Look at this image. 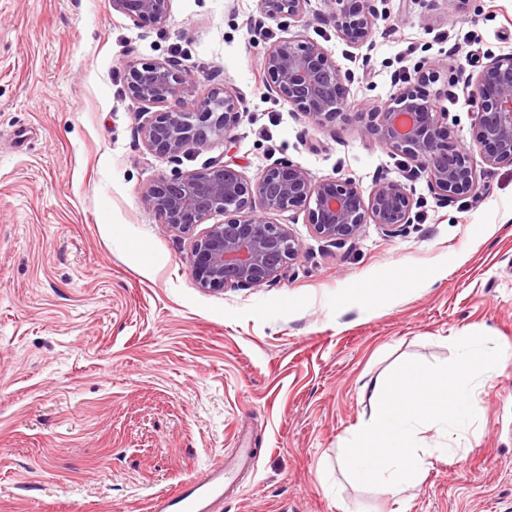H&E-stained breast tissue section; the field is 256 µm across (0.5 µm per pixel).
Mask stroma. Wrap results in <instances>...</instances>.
Wrapping results in <instances>:
<instances>
[{
    "instance_id": "35a3bbf8",
    "label": "stroma",
    "mask_w": 512,
    "mask_h": 512,
    "mask_svg": "<svg viewBox=\"0 0 512 512\" xmlns=\"http://www.w3.org/2000/svg\"><path fill=\"white\" fill-rule=\"evenodd\" d=\"M259 2L170 0L154 25L112 0H0V512H149L238 448L255 467L215 512H512V364L475 388L460 451L433 456L403 498L337 466L374 408L365 382L447 362L452 336L512 346V165L485 173L481 199L443 203L356 118L437 63L436 106L471 146L457 76L512 54V0H376L360 46L338 37L332 0H309L303 34L352 76L350 119L325 127L269 97L261 55L289 31L257 26ZM164 59L191 73L186 100L241 94L232 146L148 150L153 108L125 77ZM224 159L249 179L288 159L315 181L407 180L421 207L401 233L368 223L340 245L304 211L276 215L301 244L289 271L208 290L190 236L165 230L143 192Z\"/></svg>"
}]
</instances>
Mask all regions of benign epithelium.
Masks as SVG:
<instances>
[{
	"instance_id": "7a95c632",
	"label": "benign epithelium",
	"mask_w": 512,
	"mask_h": 512,
	"mask_svg": "<svg viewBox=\"0 0 512 512\" xmlns=\"http://www.w3.org/2000/svg\"><path fill=\"white\" fill-rule=\"evenodd\" d=\"M169 2L112 0V6L134 21L162 24ZM364 2L366 7L352 9L349 0H333L336 32L356 46L369 38L376 16L371 0ZM307 5L308 0H260V11L288 26H303ZM261 66L267 93L288 102L314 124L327 126L347 115L346 77L321 44L300 33L281 38L264 48ZM438 78L439 66L418 68L417 84L400 87L387 105L359 113L362 132L392 154L414 162L415 175L426 177L438 200L479 197L487 188L472 151L449 146L448 113L438 111L419 89ZM190 83V74L169 60L136 63L126 73L127 92L147 105L181 99ZM464 84L475 96L472 145L479 150L480 164L485 169L512 164V58H489L481 70L466 76ZM241 118V102L226 88L194 101L188 109L154 113L141 133L151 151L175 160L212 137L233 142ZM144 201L162 226L175 233H189L214 214L224 216V222L194 237L189 253L199 285L212 290L260 288L292 266L301 245L285 225L273 221L276 214L302 208L316 235L341 244L359 236L368 222L401 231L414 223L413 209L420 207L404 182L379 179L368 190L351 178L315 182L285 159L263 169L253 181L225 162L161 176L147 187Z\"/></svg>"
}]
</instances>
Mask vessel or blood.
Instances as JSON below:
<instances>
[{
  "instance_id": "vessel-or-blood-1",
  "label": "vessel or blood",
  "mask_w": 512,
  "mask_h": 512,
  "mask_svg": "<svg viewBox=\"0 0 512 512\" xmlns=\"http://www.w3.org/2000/svg\"><path fill=\"white\" fill-rule=\"evenodd\" d=\"M252 449H237L234 458L182 481L175 492L152 498L150 512H212L214 503L234 489L238 473L253 467Z\"/></svg>"
}]
</instances>
